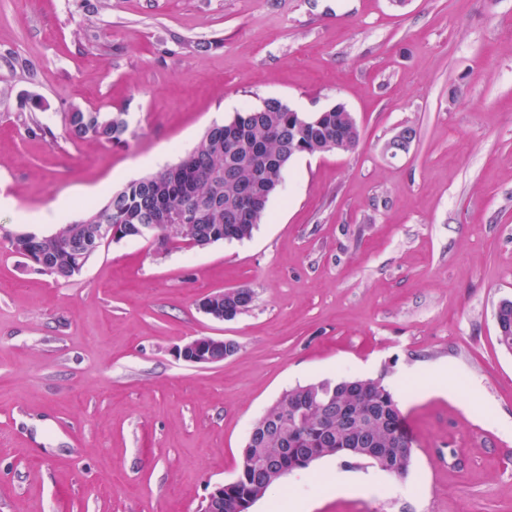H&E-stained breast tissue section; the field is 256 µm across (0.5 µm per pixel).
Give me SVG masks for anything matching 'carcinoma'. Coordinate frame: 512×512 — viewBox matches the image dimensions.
Listing matches in <instances>:
<instances>
[{
    "label": "carcinoma",
    "instance_id": "cac0c4a2",
    "mask_svg": "<svg viewBox=\"0 0 512 512\" xmlns=\"http://www.w3.org/2000/svg\"><path fill=\"white\" fill-rule=\"evenodd\" d=\"M254 111L260 117L250 119L239 112L233 121L239 128L233 134L227 123L209 126L194 145L192 160L184 178L173 179L168 167L137 180H132L112 192L107 201L93 203L84 216L65 224L50 235L22 234L25 243L53 260V278L74 277V257L70 242L81 239L91 224H117L124 237L142 224H155L154 232L169 245L207 247L219 241H243L252 237L265 213L260 210L255 221H235L229 214L235 211L248 190L256 195L275 191L284 181V171L277 156L289 152L293 156L330 151L336 141L345 143L346 151L354 150L359 142L358 128L348 119V113L328 108L320 113L318 138L303 141L299 121L305 113L290 112L279 99L267 98ZM65 133L74 140L93 139L104 144L121 142L127 123L121 112H84L74 108L62 116ZM165 207L175 211H199L200 224H156V211ZM502 328L496 330L498 345L512 352V300L508 299L500 312ZM304 404L308 413L293 416L294 406ZM264 418L273 423V433L261 438L241 452L234 492L256 500L263 498L282 479L278 473L261 470L264 457L279 449L307 448L318 458L337 456L347 447L351 433L371 436L374 447L388 449L390 463L404 462L409 471L406 453L411 438L402 428V416L391 391L378 378L323 379L316 383L297 385L286 391L269 407Z\"/></svg>",
    "mask_w": 512,
    "mask_h": 512
}]
</instances>
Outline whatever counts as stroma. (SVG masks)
<instances>
[{
	"instance_id": "35a3bbf8",
	"label": "stroma",
	"mask_w": 512,
	"mask_h": 512,
	"mask_svg": "<svg viewBox=\"0 0 512 512\" xmlns=\"http://www.w3.org/2000/svg\"><path fill=\"white\" fill-rule=\"evenodd\" d=\"M98 2L0 0V193L18 208L64 200L76 221L265 98L343 104L360 138L291 162L250 239L126 238L66 282L11 251L24 227L0 210V512H197L282 392L406 368V477L327 457L285 484L312 512H512L494 319L512 299V0ZM75 107L124 113L121 143L70 140ZM36 118L53 136L27 134ZM228 288L254 292L247 312L198 309ZM198 335L239 350L178 360ZM326 470L359 490L326 492Z\"/></svg>"
}]
</instances>
